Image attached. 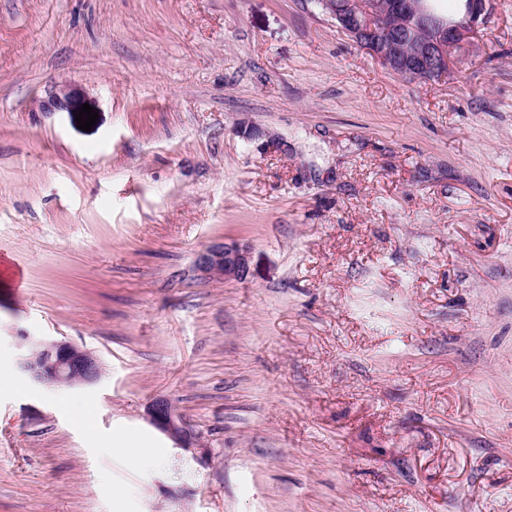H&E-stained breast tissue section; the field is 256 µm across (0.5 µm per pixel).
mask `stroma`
I'll list each match as a JSON object with an SVG mask.
<instances>
[{"label": "stroma", "mask_w": 512, "mask_h": 512, "mask_svg": "<svg viewBox=\"0 0 512 512\" xmlns=\"http://www.w3.org/2000/svg\"><path fill=\"white\" fill-rule=\"evenodd\" d=\"M0 512H512V8L424 80L318 0H0ZM198 269L214 278L246 281L250 274L251 251L239 243L214 242L196 256ZM37 352L18 362L19 370L34 384L52 387L90 386L102 376L101 362L92 352L68 341H35ZM147 415L149 421L180 448H193L196 445L198 436L169 399H154L147 408ZM112 447L121 448L126 459L133 465L139 464L142 460L153 454V449L150 445L134 435L113 438Z\"/></svg>", "instance_id": "35a3bbf8"}]
</instances>
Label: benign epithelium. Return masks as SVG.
<instances>
[{"label": "benign epithelium", "instance_id": "1", "mask_svg": "<svg viewBox=\"0 0 512 512\" xmlns=\"http://www.w3.org/2000/svg\"><path fill=\"white\" fill-rule=\"evenodd\" d=\"M426 0H325L336 25L361 48L402 77L439 78L448 74L462 45L473 41L493 12V0H462L463 9L445 18L424 5ZM398 23L386 26L387 16ZM251 251L239 243L214 242L196 256L198 269L214 278L245 281ZM37 352L20 359L19 370L34 384L52 387L90 386L102 376L92 352L68 341L34 342ZM149 421L181 448H192L198 436L172 402L154 399Z\"/></svg>", "mask_w": 512, "mask_h": 512}]
</instances>
